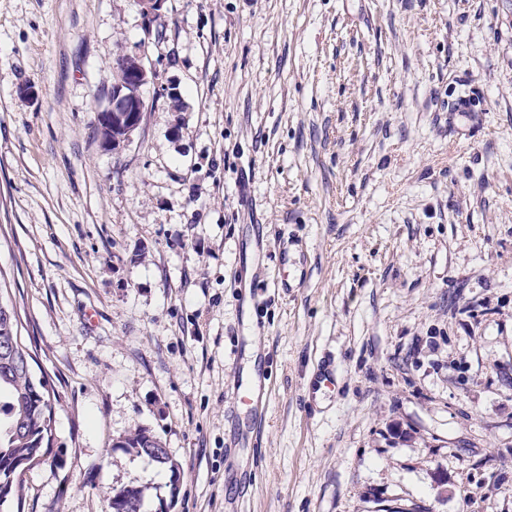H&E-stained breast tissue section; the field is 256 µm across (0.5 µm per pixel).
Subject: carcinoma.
Segmentation results:
<instances>
[{
    "label": "carcinoma",
    "mask_w": 512,
    "mask_h": 512,
    "mask_svg": "<svg viewBox=\"0 0 512 512\" xmlns=\"http://www.w3.org/2000/svg\"><path fill=\"white\" fill-rule=\"evenodd\" d=\"M19 318L14 308L0 303V474L20 461L29 467L44 462L50 454L51 438L41 429V401H51L47 384L25 374L12 362L11 344L17 341ZM121 447L147 457L169 473L178 465L163 450L160 438L136 429ZM146 488L126 486L108 498L107 512H145Z\"/></svg>",
    "instance_id": "obj_1"
}]
</instances>
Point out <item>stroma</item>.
Instances as JSON below:
<instances>
[{
  "mask_svg": "<svg viewBox=\"0 0 512 512\" xmlns=\"http://www.w3.org/2000/svg\"><path fill=\"white\" fill-rule=\"evenodd\" d=\"M118 55L148 108L112 150ZM257 224L305 264L240 352ZM0 298L59 395L0 512L168 498L138 428L172 512H512V0H0ZM234 392L239 403L249 406L254 411H264L271 395L270 388L262 381H238ZM120 448H129L130 450L136 452V454L143 455L147 457L152 462L157 465L167 468L170 473L169 477V493L170 497H173V488L171 483V477L176 470H179L177 463L173 461L169 453L165 452L161 448H165L163 446V442L160 438L155 435L150 434L148 431L143 429H136L134 432L128 434L121 442ZM147 446H151L152 448H147ZM156 452V453H155ZM146 497L145 487L126 486L112 492L108 498L106 510L107 512H147L143 510Z\"/></svg>",
  "mask_w": 512,
  "mask_h": 512,
  "instance_id": "35a3bbf8",
  "label": "stroma"
}]
</instances>
